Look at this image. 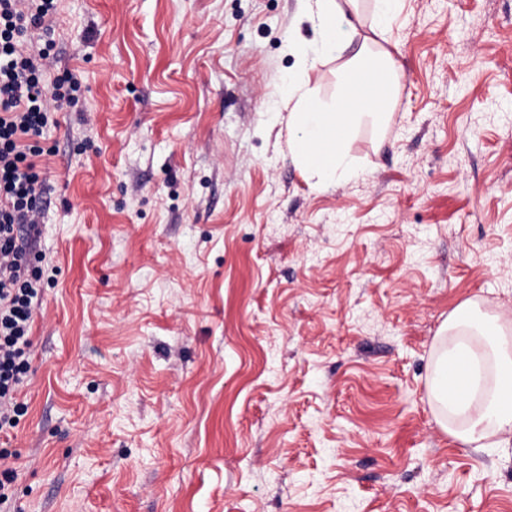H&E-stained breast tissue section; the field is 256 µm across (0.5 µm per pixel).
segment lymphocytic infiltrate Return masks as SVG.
I'll list each match as a JSON object with an SVG mask.
<instances>
[{"label": "lymphocytic infiltrate", "mask_w": 512, "mask_h": 512, "mask_svg": "<svg viewBox=\"0 0 512 512\" xmlns=\"http://www.w3.org/2000/svg\"><path fill=\"white\" fill-rule=\"evenodd\" d=\"M58 0H0V432L22 410L16 395L27 371L34 313L43 290L30 258L45 207L31 144L61 104L78 101L71 70L45 82L56 43L50 22Z\"/></svg>", "instance_id": "1"}]
</instances>
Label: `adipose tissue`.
I'll return each mask as SVG.
<instances>
[{"mask_svg": "<svg viewBox=\"0 0 512 512\" xmlns=\"http://www.w3.org/2000/svg\"><path fill=\"white\" fill-rule=\"evenodd\" d=\"M370 36L355 43L352 15L359 0H299V14L316 33L313 41L293 33L288 52L314 68L325 58L352 50L348 76L365 78V100H348V85L340 83L332 100L320 98L302 79H292L285 95L288 152L297 166L323 189L356 174L348 154L350 135L362 125L383 119L397 93V68L383 45L399 0H372ZM472 302L457 306L442 329L428 377V391L441 428L462 443L480 449L488 436L512 439V337L496 320L477 325Z\"/></svg>", "mask_w": 512, "mask_h": 512, "instance_id": "1", "label": "adipose tissue"}]
</instances>
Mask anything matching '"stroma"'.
<instances>
[{
	"mask_svg": "<svg viewBox=\"0 0 512 512\" xmlns=\"http://www.w3.org/2000/svg\"><path fill=\"white\" fill-rule=\"evenodd\" d=\"M16 512H512L436 421L460 303L512 334V0H403L386 124L317 190L276 114L297 0H59Z\"/></svg>",
	"mask_w": 512,
	"mask_h": 512,
	"instance_id": "stroma-1",
	"label": "stroma"
}]
</instances>
